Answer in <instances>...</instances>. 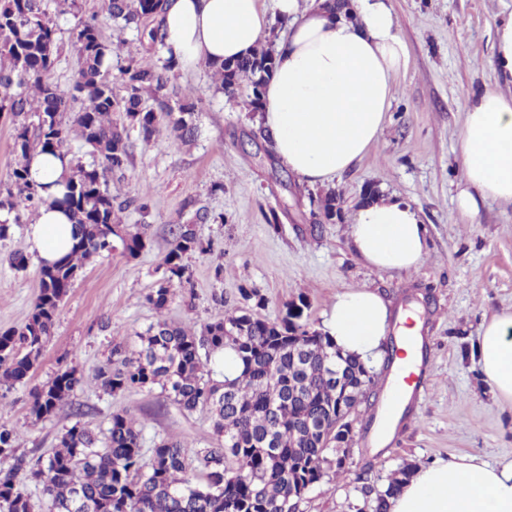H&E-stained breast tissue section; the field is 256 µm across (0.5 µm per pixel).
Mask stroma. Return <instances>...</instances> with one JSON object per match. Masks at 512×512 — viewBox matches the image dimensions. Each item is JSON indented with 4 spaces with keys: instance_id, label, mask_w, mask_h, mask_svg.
Masks as SVG:
<instances>
[{
    "instance_id": "obj_1",
    "label": "stroma",
    "mask_w": 512,
    "mask_h": 512,
    "mask_svg": "<svg viewBox=\"0 0 512 512\" xmlns=\"http://www.w3.org/2000/svg\"><path fill=\"white\" fill-rule=\"evenodd\" d=\"M406 45L409 65L397 79L396 92L378 141L351 170L328 186H310L265 154L244 155L239 143L257 131L245 107L248 90L235 97L215 92L206 65L174 70L170 85L198 89V134L184 143L170 131L144 143L130 130L131 162L108 174L115 203L148 199L140 213L125 208L123 226L142 224L148 238L136 257L122 250L88 262L64 299L53 334L29 386L0 388V423L16 431L19 453H48L57 435L72 424L79 409L96 432L109 426L113 413L127 412L144 424L145 447L174 437L189 447L206 448L214 440L206 412H187L168 400L160 386L103 391L96 373L113 341L138 347L147 326L164 317L176 323H201L217 310L223 295L228 309L244 307L240 287L254 288L265 300L259 314L276 318L286 306L305 298L304 316L323 329L337 293L372 289L398 309L406 297L430 289L429 309H417L420 334L427 346L422 361L425 380L410 415L396 422L387 442L380 425L356 434L349 470L342 477L326 472L298 503L299 512H373L358 476L364 465L372 483L382 484L404 464L423 466L461 455H477L496 465L512 460V409L501 406L477 364L476 349L484 323L512 311V205L480 204L476 214L462 213L456 202L461 188L459 137L471 97L492 88L512 94V84L496 77L494 23L512 13V0H387ZM72 15L58 20L59 51L53 79L68 87L79 67L71 43ZM335 191L340 213L320 222L313 198ZM393 195L411 204L428 227V251L409 273H379L354 251L349 224L368 194ZM223 214L220 224H198L197 208ZM279 211L278 228L267 222ZM194 224L211 252L188 255L191 303L174 297L156 310L147 297L165 276L163 260L180 224ZM25 227L0 241V330L21 327L39 287L40 262L30 255L26 270L10 267V252H28ZM75 369L79 383L71 401L51 419L36 422L28 414L30 386L50 381L58 370Z\"/></svg>"
}]
</instances>
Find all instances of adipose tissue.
Returning <instances> with one entry per match:
<instances>
[{"label":"adipose tissue","instance_id":"1","mask_svg":"<svg viewBox=\"0 0 512 512\" xmlns=\"http://www.w3.org/2000/svg\"><path fill=\"white\" fill-rule=\"evenodd\" d=\"M293 23L278 44L260 121L282 165L309 185L352 169L377 142L408 66L405 44L385 0H351L335 12L327 0H275ZM261 0H171L163 17L166 43L181 69L250 54L267 29ZM463 171L459 206L472 214L482 200L512 205V95L477 94L459 140ZM71 223L41 208L27 228L31 252L52 262L71 247ZM356 253L381 273L418 268L428 229L394 196L364 203L350 226ZM392 322L389 302L368 288L337 294L324 331L343 354L371 363ZM478 363L497 400L512 408V312L491 318L478 343ZM390 512H512V462L476 455L416 469L390 500Z\"/></svg>","mask_w":512,"mask_h":512}]
</instances>
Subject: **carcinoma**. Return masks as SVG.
<instances>
[{
    "mask_svg": "<svg viewBox=\"0 0 512 512\" xmlns=\"http://www.w3.org/2000/svg\"><path fill=\"white\" fill-rule=\"evenodd\" d=\"M77 22L71 31L80 67L73 83L62 88L51 79L58 52L56 23L47 0H0V118L14 125L10 187L0 192V240L23 223L25 212L43 206L64 211L73 226L68 253L39 267V293L32 313L20 328L0 331V386H24L31 379L48 343L56 315L87 261L112 250L121 240L130 257L146 246L145 225L131 231L120 226L106 173L130 162L128 130L138 129L149 143L168 127L187 142L196 134L199 93L191 90L176 100L166 93L176 61L162 66L130 59L117 66L122 93L111 85L112 49L100 35L99 15L119 33L136 31L146 54L166 48L161 16L168 0H102L101 13L85 15L80 0H54ZM215 87L232 97L239 84L250 88L251 111L261 109L266 84L275 68V53L258 45L233 61L209 65ZM154 105L145 106L146 99ZM81 103L77 111L72 104ZM120 112L126 122L112 120ZM80 139L98 157L81 164L62 182L56 196L44 194L29 178V164L40 150L67 152L70 137ZM319 216L336 218V195L318 202ZM175 243L164 258L167 278L149 296L158 311L165 309L175 288L184 284L188 254L203 252L191 224L174 231ZM244 311L219 314L201 325L174 324L164 318L140 334V346L112 347V361L98 370L97 381L109 393L152 385L185 411L209 413L217 444L193 450L181 441L163 438L143 447L144 424L126 413H114L103 434L76 420L57 438L54 450L28 458L16 455L15 432L0 423V457L11 458L0 469V501L8 512H34L27 484L41 488L44 512H288V497L321 481L325 466L335 475L348 471L336 461V384L329 366L336 347L308 320L283 316L261 318L254 309L265 300L252 288H239ZM230 354L239 368L233 379L213 378L217 357ZM398 361L395 339L382 349V367L369 371L361 385L382 391L388 368ZM78 383L74 370H59L30 394L29 415L52 417L68 404ZM414 471L406 464L386 484L362 486L373 497L374 512H389V500Z\"/></svg>",
    "mask_w": 512,
    "mask_h": 512,
    "instance_id": "obj_1",
    "label": "carcinoma"
}]
</instances>
